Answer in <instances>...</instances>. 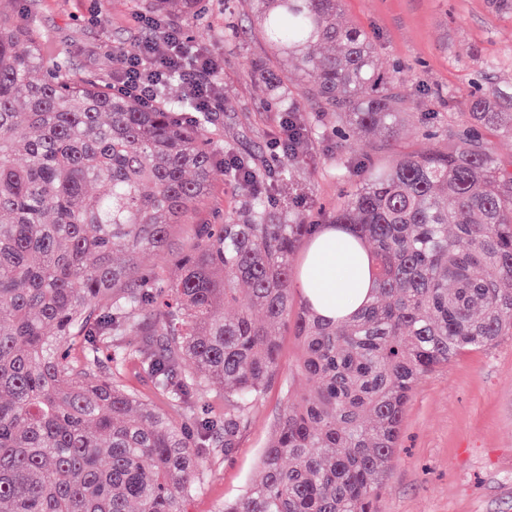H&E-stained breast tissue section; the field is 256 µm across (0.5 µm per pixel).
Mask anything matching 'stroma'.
<instances>
[{"instance_id":"stroma-1","label":"stroma","mask_w":512,"mask_h":512,"mask_svg":"<svg viewBox=\"0 0 512 512\" xmlns=\"http://www.w3.org/2000/svg\"><path fill=\"white\" fill-rule=\"evenodd\" d=\"M36 4L55 52L81 70L111 78L104 45L131 44L143 32L122 0L94 12V0H16L15 16L28 19ZM343 21L372 39L382 71L403 86L412 113L390 136L349 130L333 133L323 105L307 93L306 79L270 60L245 0H209L205 11L181 26L219 56L224 85V152L273 168L261 181L281 219L294 224L330 223L364 159L382 163L403 151L447 149L469 125L468 92L512 83V14L490 0H343ZM296 89L290 102L276 94L279 81ZM293 105L301 123L322 128L304 161L273 167L271 144L282 134L280 117ZM251 187L217 180L202 218L240 212ZM299 347L284 335L280 371L236 449L209 459L204 476L186 500V512H221L261 476L260 459L286 402L297 385ZM379 512H512V336L486 350L466 353L425 377L408 405L402 447L386 477Z\"/></svg>"}]
</instances>
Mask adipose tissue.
Returning a JSON list of instances; mask_svg holds the SVG:
<instances>
[{
    "instance_id": "adipose-tissue-1",
    "label": "adipose tissue",
    "mask_w": 512,
    "mask_h": 512,
    "mask_svg": "<svg viewBox=\"0 0 512 512\" xmlns=\"http://www.w3.org/2000/svg\"><path fill=\"white\" fill-rule=\"evenodd\" d=\"M342 228L324 227L311 241L297 285L324 318L334 321L354 314L372 294L370 258L352 248Z\"/></svg>"
}]
</instances>
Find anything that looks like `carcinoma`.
<instances>
[{"label":"carcinoma","mask_w":512,"mask_h":512,"mask_svg":"<svg viewBox=\"0 0 512 512\" xmlns=\"http://www.w3.org/2000/svg\"><path fill=\"white\" fill-rule=\"evenodd\" d=\"M139 2L170 27L204 11ZM247 2L326 111L394 131L407 96L367 33L340 21L342 0ZM469 106L512 137V84ZM223 138L190 101L145 109L73 70L37 15L19 25L0 0V512H184L201 460L236 448L275 379L283 326L303 386L259 482L224 512H378L418 382L512 335V174L479 135L366 165L332 225L369 247L375 288L339 322L293 306L292 256L320 225L272 223L257 193L245 220H198L224 171L260 175L221 158ZM178 224L193 233L175 252ZM146 253L175 266L166 287L141 271ZM127 360L182 422L127 390ZM214 383L220 415L204 406Z\"/></svg>","instance_id":"cac0c4a2"}]
</instances>
